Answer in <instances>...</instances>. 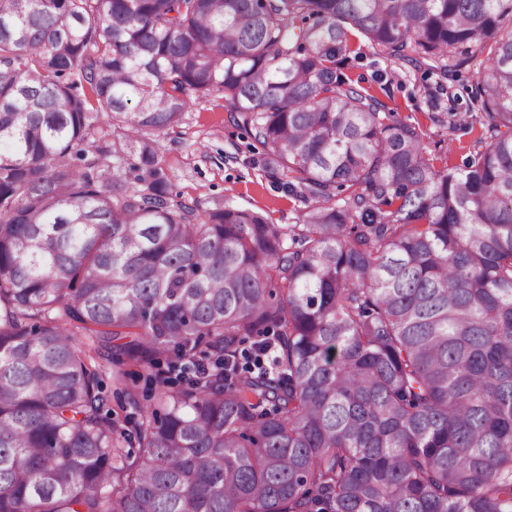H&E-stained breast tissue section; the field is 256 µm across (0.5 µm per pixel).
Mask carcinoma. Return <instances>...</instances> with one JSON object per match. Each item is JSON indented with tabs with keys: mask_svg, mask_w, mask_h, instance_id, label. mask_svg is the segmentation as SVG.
<instances>
[{
	"mask_svg": "<svg viewBox=\"0 0 512 512\" xmlns=\"http://www.w3.org/2000/svg\"><path fill=\"white\" fill-rule=\"evenodd\" d=\"M353 32L495 44L463 167L343 77ZM214 91L302 223L172 193ZM0 512H512V0H0ZM102 380H103V395L107 399V405L114 409L116 412L120 414L121 420L123 419V416L125 413H132L133 410L131 408H127V412H122L119 409V405L122 403L124 404L126 401L125 394L123 393V386L120 384H117L111 376V370L107 369L102 374Z\"/></svg>",
	"mask_w": 512,
	"mask_h": 512,
	"instance_id": "1",
	"label": "carcinoma"
}]
</instances>
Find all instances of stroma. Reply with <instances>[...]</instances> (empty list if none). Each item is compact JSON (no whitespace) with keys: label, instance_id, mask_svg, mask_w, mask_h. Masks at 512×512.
<instances>
[{"label":"stroma","instance_id":"35a3bbf8","mask_svg":"<svg viewBox=\"0 0 512 512\" xmlns=\"http://www.w3.org/2000/svg\"><path fill=\"white\" fill-rule=\"evenodd\" d=\"M351 48L344 76L385 103L396 119L419 125L439 162L459 167L472 157L483 128L468 117V104L479 65L490 50L444 76L385 60L360 35L352 36ZM447 112L460 122L451 137L433 121L434 115ZM160 155L173 192L182 198L205 208L228 201L262 213L272 224L299 221L302 202L266 176V149L232 124L222 94L192 99L181 125L161 136Z\"/></svg>","mask_w":512,"mask_h":512}]
</instances>
